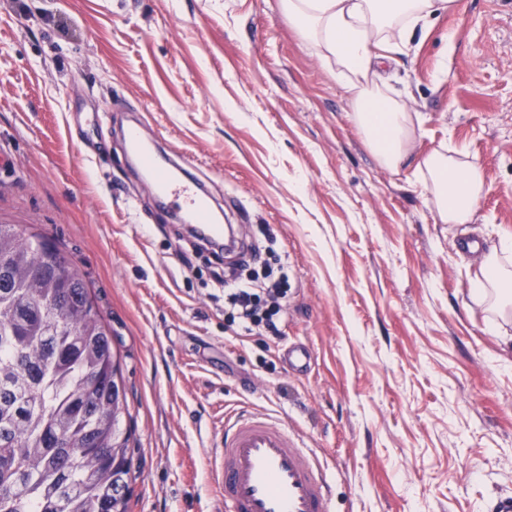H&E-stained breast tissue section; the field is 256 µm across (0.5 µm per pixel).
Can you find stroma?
Returning a JSON list of instances; mask_svg holds the SVG:
<instances>
[{
	"mask_svg": "<svg viewBox=\"0 0 512 512\" xmlns=\"http://www.w3.org/2000/svg\"><path fill=\"white\" fill-rule=\"evenodd\" d=\"M381 80L411 115L396 170L279 0H0V224L63 249L111 330L129 512H219L208 457L243 409L321 454L336 512L512 495V317L472 300L467 249L512 235V0L435 12ZM133 119L259 248L246 271L286 277L279 340L227 329L228 261L129 159ZM455 149L483 173L469 224L420 181Z\"/></svg>",
	"mask_w": 512,
	"mask_h": 512,
	"instance_id": "35a3bbf8",
	"label": "stroma"
}]
</instances>
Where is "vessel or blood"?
Returning a JSON list of instances; mask_svg holds the SVG:
<instances>
[{
	"label": "vessel or blood",
	"mask_w": 512,
	"mask_h": 512,
	"mask_svg": "<svg viewBox=\"0 0 512 512\" xmlns=\"http://www.w3.org/2000/svg\"><path fill=\"white\" fill-rule=\"evenodd\" d=\"M126 142L153 174L159 194L178 200L204 235L222 241L224 227L194 184L155 168L137 127L128 129ZM209 474L223 489L224 512H334V492L315 454L286 423L260 413L245 411L225 420Z\"/></svg>",
	"instance_id": "b4317fda"
}]
</instances>
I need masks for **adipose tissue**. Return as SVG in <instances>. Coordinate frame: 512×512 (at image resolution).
I'll list each match as a JSON object with an SVG mask.
<instances>
[{
	"label": "adipose tissue",
	"instance_id": "1",
	"mask_svg": "<svg viewBox=\"0 0 512 512\" xmlns=\"http://www.w3.org/2000/svg\"><path fill=\"white\" fill-rule=\"evenodd\" d=\"M300 36L312 41L322 59L335 63L336 76L350 95L352 117L381 164L398 168L411 138L404 103L386 94L376 79L384 51L393 50L405 29L427 21L433 8L446 11L454 0H280ZM423 183L433 195L439 215L448 224L473 220L483 190V174L474 164L450 155L430 154L424 161ZM512 257V236L485 255L483 277L472 288L473 299L495 313H506L512 297L502 283L512 280L504 261Z\"/></svg>",
	"mask_w": 512,
	"mask_h": 512
}]
</instances>
